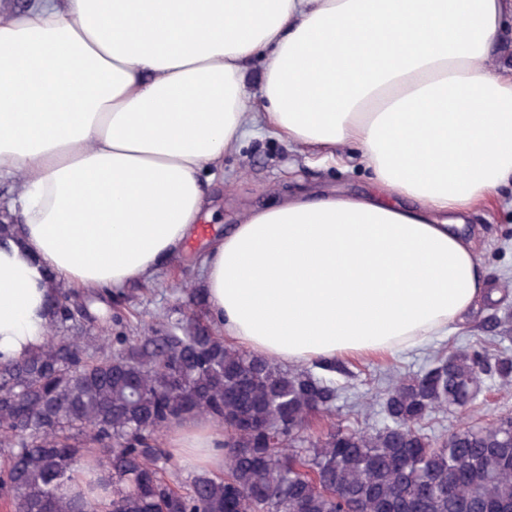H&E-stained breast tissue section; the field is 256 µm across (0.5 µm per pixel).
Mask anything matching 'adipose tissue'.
<instances>
[{
	"label": "adipose tissue",
	"mask_w": 512,
	"mask_h": 512,
	"mask_svg": "<svg viewBox=\"0 0 512 512\" xmlns=\"http://www.w3.org/2000/svg\"><path fill=\"white\" fill-rule=\"evenodd\" d=\"M512 0H33L0 14V360L37 351L56 284L152 277L210 218L244 124L335 154L374 194L297 196L204 249L225 336L277 362L447 337L485 293L466 215L512 186ZM263 68L261 96L247 73ZM168 448L224 464V432Z\"/></svg>",
	"instance_id": "adipose-tissue-1"
}]
</instances>
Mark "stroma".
<instances>
[{
    "label": "stroma",
    "instance_id": "stroma-1",
    "mask_svg": "<svg viewBox=\"0 0 512 512\" xmlns=\"http://www.w3.org/2000/svg\"><path fill=\"white\" fill-rule=\"evenodd\" d=\"M338 153V158L327 159L316 148L295 146L271 132L247 129L235 151L224 157V181L217 186L220 207L211 223L199 225L196 237L186 245V254L197 253L204 240L241 223L250 211L278 204L287 196L372 193L370 174L359 162L355 148L345 145ZM462 230L473 240L488 282L485 297L448 338L387 359L336 357L328 370L321 362L311 363L309 369L315 376L333 380L339 388L332 418L315 420L312 434L326 429L329 421H346L353 403L375 399L389 376L424 372L439 350L483 341L490 352L512 354V190L501 189L494 203L470 212ZM195 283L192 266L173 261L148 281L132 285L122 306L143 317L168 313L178 304L179 288ZM507 414L512 415V390H500L498 380L489 379L474 408L432 415L426 431L432 436L450 435L464 426L490 423Z\"/></svg>",
    "mask_w": 512,
    "mask_h": 512
}]
</instances>
